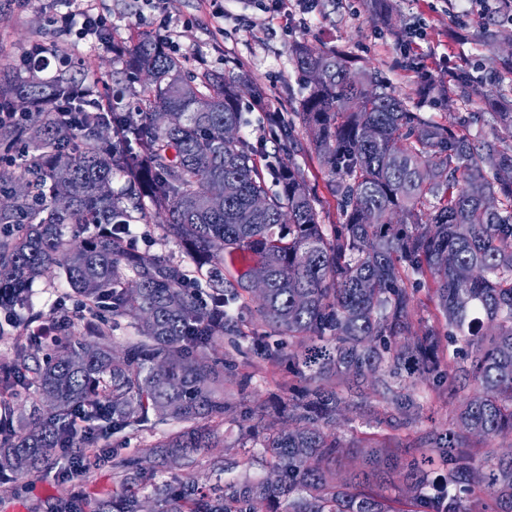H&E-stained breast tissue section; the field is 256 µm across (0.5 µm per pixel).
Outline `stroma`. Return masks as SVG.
<instances>
[{"mask_svg": "<svg viewBox=\"0 0 512 512\" xmlns=\"http://www.w3.org/2000/svg\"><path fill=\"white\" fill-rule=\"evenodd\" d=\"M397 11L392 23L376 17L370 0H317L311 12H302L297 0H290L287 14L274 12L270 0H224V16H212L204 0H171L169 9L182 21L179 58L189 70H196V56L209 60L223 59L224 70L239 69L264 86L269 104L283 112L296 111L302 76L290 58V48L297 42L324 46L348 57L353 68H365L383 80L404 98L408 106L441 123L460 122L476 136L488 133V115L482 105L469 106L458 100L438 101L424 97L420 74L411 71V60L403 45L397 43L392 31L421 28L420 51L428 59V69L440 72L444 56H453L458 67L473 77L479 88L490 95L512 98V75L497 84H489L485 67L494 56L507 53L506 46H487L476 38L478 18L463 16L459 0H394ZM98 13L109 21L112 44L127 45L146 35L158 32L160 10L144 5L142 0H95ZM60 0H31L27 7H18L16 0H0V68L17 66L19 57L32 43L41 42L69 52L77 51L84 64L98 75V100L113 104L118 110L128 107L118 100L117 93L125 87L121 74V58L110 46L74 43L62 35L49 19L61 10ZM132 248L147 251L171 261H185L182 247L165 239L161 225H139L131 237ZM28 306L0 308V361L11 359L16 347L25 343L30 311L51 316L58 300H66L72 322L82 324L90 311L79 308L63 269H56L47 279L36 280L27 291ZM249 342H222L219 352L234 360L239 374L245 375L244 387H232L229 400L234 407L232 422L223 427L225 446L208 449L198 456L194 465H175L163 458L152 459L154 475L139 491L140 497L152 498L173 478L193 480L196 488L206 491L225 477L251 478L265 476V467L249 461L238 445L241 416L251 418L253 441H260L265 419L281 405L284 396L279 383L288 377L287 365L261 368L249 362ZM463 376L452 373L442 379L434 390H420L409 419L398 414L372 415L349 412L336 427L344 448L355 450L386 442L392 448H421L435 432L447 429L462 400L459 387ZM178 424L157 423L153 430L125 429L118 433L104 432L94 448L55 452L39 472L21 476L9 471L0 473V512H55L59 500L76 498L86 512L97 502L108 499L118 484L119 473L113 467L112 449L120 447L122 456L137 454L143 444L176 433ZM82 460L85 469L76 478L64 470L71 461ZM232 461L229 471L213 469L214 461Z\"/></svg>", "mask_w": 512, "mask_h": 512, "instance_id": "obj_1", "label": "stroma"}]
</instances>
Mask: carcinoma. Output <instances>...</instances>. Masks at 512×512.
Listing matches in <instances>:
<instances>
[{
	"label": "carcinoma",
	"instance_id": "cac0c4a2",
	"mask_svg": "<svg viewBox=\"0 0 512 512\" xmlns=\"http://www.w3.org/2000/svg\"><path fill=\"white\" fill-rule=\"evenodd\" d=\"M305 76L295 117L277 126L291 153L268 185L263 148L238 134L244 124L240 88L262 106L263 87L245 72L189 71L183 61L144 36L120 56L129 82L142 72L148 86L131 90L133 112L109 115L71 96L91 83V68L43 75L0 74V112H20L0 125V150L28 148L21 170L0 168V306L25 304L27 286L64 269L91 310L109 316L71 330L61 322L53 352L32 369L20 348L0 365L10 388L35 375V422L16 430L3 405L0 470L36 469L56 448H80L71 433L77 414L119 432L153 427L159 412L183 424L176 434L135 458L112 451L119 490L95 512H141L138 486L147 459L161 452L185 465L218 439L230 410L217 356L226 336L246 323L266 329L250 351L288 362V404L266 426L261 461L276 481L228 479L204 494L170 484L152 512H512V450L494 448L512 435V103L490 113L489 136L476 142L458 123L411 111L389 87L356 74L332 49L292 46ZM463 103L478 96L468 72L442 89ZM180 120L167 123L165 111ZM307 137L303 143L296 127ZM112 130L107 141L106 130ZM311 151L340 203L339 224L324 209L294 155ZM123 180L119 192L114 179ZM224 196L211 197L216 184ZM162 220L166 238L181 243L194 269L211 282L203 304L185 288L189 270L127 247L131 225ZM69 224L97 232L77 240ZM248 251L254 263L235 278L217 264L224 252ZM265 283L253 298L248 284ZM427 287L434 325L416 330L419 286ZM125 319L135 337L117 350L109 336ZM288 338L270 347L268 333ZM454 347L472 359L464 395L448 429L431 447L405 452L404 494L337 477L345 453L336 423L351 407L375 404L407 413L422 386L442 377L440 352ZM487 447L476 464L474 447ZM397 448H374L364 465L382 471Z\"/></svg>",
	"mask_w": 512,
	"mask_h": 512
}]
</instances>
